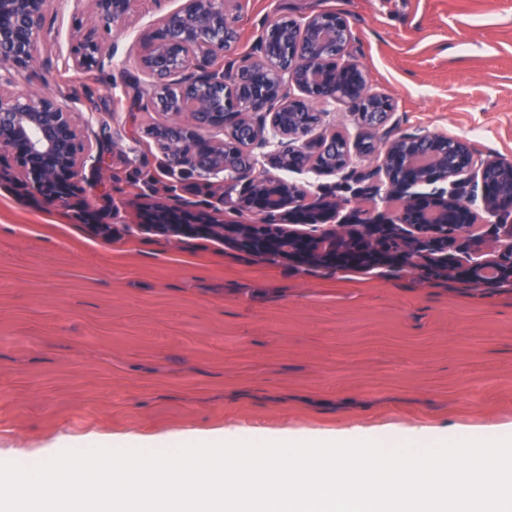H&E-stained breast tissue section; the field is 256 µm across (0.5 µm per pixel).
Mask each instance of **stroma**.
<instances>
[{"label":"stroma","mask_w":512,"mask_h":512,"mask_svg":"<svg viewBox=\"0 0 512 512\" xmlns=\"http://www.w3.org/2000/svg\"><path fill=\"white\" fill-rule=\"evenodd\" d=\"M175 7L138 0L131 25L100 33L112 59L78 73L45 59L68 51L89 6L52 0L50 36L19 83L77 95L106 174L89 178L77 208L0 187V462L228 431L263 441L357 430L388 447L412 429L512 436V285L303 269L139 227L142 198L165 184L227 220L254 219L224 208L219 185L169 170L145 134L168 116L136 97V38ZM323 10L346 16L349 55L391 98L387 128L512 158V0H240L235 56L253 53L269 20ZM372 165L354 157L349 175L288 179L342 196ZM101 212L108 239L90 227Z\"/></svg>","instance_id":"stroma-1"}]
</instances>
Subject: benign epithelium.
Wrapping results in <instances>:
<instances>
[{
    "label": "benign epithelium",
    "instance_id": "1",
    "mask_svg": "<svg viewBox=\"0 0 512 512\" xmlns=\"http://www.w3.org/2000/svg\"><path fill=\"white\" fill-rule=\"evenodd\" d=\"M85 30L76 37L62 66L87 72L112 57L99 28L128 25L136 0H89ZM238 0H180L138 36V64L147 77L141 94L151 108L177 118L155 125L146 135L167 165L222 182H244L238 198L264 221L228 224L203 203L179 198L144 204L138 223L175 242L208 237L237 249L284 258L299 266L340 269L391 266L404 271L425 267L476 287L512 283V224L494 225L493 259L483 258L486 240L474 234L481 202L491 216L512 212V159L482 156L463 139L431 132L375 138L391 107L354 112L350 137L320 128L336 106L351 107L355 91L365 101L371 90L367 71L343 60L351 30L345 17L317 12L303 22L281 17L266 25L259 58L244 61L245 77L224 68V52L238 40ZM49 0H0V183L29 190L44 205L70 207L84 192L85 169L93 158L87 125L80 123L75 98L15 89L47 33ZM279 171L338 174L352 154H375L367 176L386 178L362 191L356 201L325 196L290 197L282 177L259 166V156ZM448 183L418 192V186ZM385 202L378 209L376 198ZM351 206L349 224H336L339 209ZM326 224L320 232L297 234L275 227Z\"/></svg>",
    "mask_w": 512,
    "mask_h": 512
}]
</instances>
